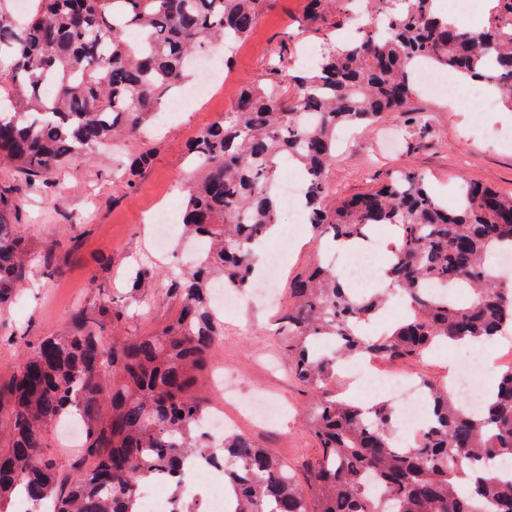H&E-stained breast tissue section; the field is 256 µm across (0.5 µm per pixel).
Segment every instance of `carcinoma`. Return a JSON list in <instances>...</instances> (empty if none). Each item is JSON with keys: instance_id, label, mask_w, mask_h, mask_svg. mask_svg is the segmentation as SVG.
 Returning <instances> with one entry per match:
<instances>
[{"instance_id": "carcinoma-1", "label": "carcinoma", "mask_w": 512, "mask_h": 512, "mask_svg": "<svg viewBox=\"0 0 512 512\" xmlns=\"http://www.w3.org/2000/svg\"><path fill=\"white\" fill-rule=\"evenodd\" d=\"M266 2L40 0L24 19L0 6V66L14 85L5 97L12 113L0 115V165L46 194L63 165L141 138L191 82L193 57L210 44L232 48L246 39ZM370 2L384 31L370 27L331 47L317 66L290 77L292 98L282 92V70L272 68L189 144L197 174L182 226L208 247L193 267L166 274V293L180 301L172 322L131 334L135 315L127 306L79 308L66 334L25 343V359L0 381V434L9 439L0 450V505L22 493L51 502L52 512H139L137 487L159 472L178 487L193 456L202 468L224 471L234 512H480L485 504L512 512V471L493 467L512 461V365L478 411L421 381L430 412L404 449L396 446L398 409L390 401L367 406L324 390L347 359L393 361L512 330V287L488 272L493 250H512V197L468 182L448 209L424 177L408 172L334 210L322 207L336 131L406 111L421 57L494 88L512 107V0H494L478 31L448 22L434 0ZM285 157L302 173L318 246L358 242L381 224L397 228L386 276L416 307L391 335L373 340L362 326L381 308L377 293L353 294L321 263L288 281L281 329L292 374L314 396L308 429L320 448L309 468L312 498L252 437L233 433L211 448L197 434L210 409L202 387L224 336L212 285L219 277L236 291L253 285V245L279 223L277 164ZM152 161L151 149H142L127 164L114 159L113 173L133 189ZM28 272L22 239L0 223V306ZM159 278L153 269H132L129 297L137 300ZM434 281L465 284L470 302L437 299ZM103 320L112 323L110 341L96 332ZM74 418L84 437L64 471L41 448L49 426Z\"/></svg>"}]
</instances>
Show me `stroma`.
Masks as SVG:
<instances>
[{
	"mask_svg": "<svg viewBox=\"0 0 512 512\" xmlns=\"http://www.w3.org/2000/svg\"><path fill=\"white\" fill-rule=\"evenodd\" d=\"M306 4L277 0L241 44L223 50L228 75L223 87L206 101L187 105L168 127L156 128L144 144L152 148L154 161L138 176L136 189H126L113 176L108 150L58 170L48 196L21 188L11 168H0V189L13 190L15 200L0 219L21 237L31 266L28 287L0 310V374L23 358L21 345L8 343L9 335H61L70 330L77 308L97 309L124 299L129 267L139 264L165 273L188 259L190 245L181 237L172 238L166 251L157 250L146 217L162 207L181 206L193 168L187 153L190 141L202 127L223 118L242 86L262 82L275 65L286 72L301 68L307 48H328L346 34L349 18L337 5L326 7L329 24L314 26L307 21ZM410 108L426 115L427 125L408 122L396 112L344 138L326 171V207L370 192L405 171L424 175L446 206L466 181L512 195V111L487 110L473 96L452 107L422 92L412 98ZM144 145L129 143L124 150L131 156ZM49 250L54 260L46 266L42 257ZM276 306L243 292L239 310L224 316L214 361L240 377L244 401L261 397L282 410L278 425L269 430L254 429L234 404H225V414L236 418L239 431L299 469L316 458L320 448L305 427L312 398L290 374ZM177 312L175 300L154 292L140 305L130 330L160 329ZM450 361L451 350L444 347L389 364L388 369L443 384Z\"/></svg>",
	"mask_w": 512,
	"mask_h": 512,
	"instance_id": "1",
	"label": "stroma"
}]
</instances>
